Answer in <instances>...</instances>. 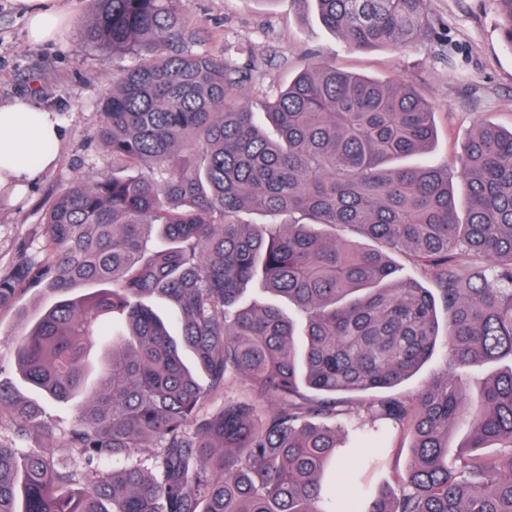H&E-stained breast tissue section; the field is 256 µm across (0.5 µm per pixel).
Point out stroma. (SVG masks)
<instances>
[{"label":"stroma","mask_w":512,"mask_h":512,"mask_svg":"<svg viewBox=\"0 0 512 512\" xmlns=\"http://www.w3.org/2000/svg\"><path fill=\"white\" fill-rule=\"evenodd\" d=\"M91 0H62L74 13L61 42L36 45L13 0H0V101L28 99L57 112L63 129L55 150L58 163L39 173L16 198H0V272L19 243L39 249L45 203L78 180L112 174V159L96 139L106 85L124 61L110 50L89 46L79 24ZM200 29L195 48L220 56L225 44L242 48L253 64V78L236 96L255 106L278 93L303 69L336 66L380 79L408 82L436 110V138L424 163L447 167L457 201L466 196L457 157L474 122L512 129V50L501 38L492 0H428L433 33L415 45L350 48L324 28L310 7L293 0H191ZM55 300L53 294L26 291L0 308V379L21 399L36 402L42 413L25 436H17L10 413L0 414V439L15 441L27 454L53 447L61 463L80 466L65 447L77 409L45 397L27 385L14 364L11 335L22 319H35Z\"/></svg>","instance_id":"obj_1"}]
</instances>
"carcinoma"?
<instances>
[{
	"instance_id": "carcinoma-1",
	"label": "carcinoma",
	"mask_w": 512,
	"mask_h": 512,
	"mask_svg": "<svg viewBox=\"0 0 512 512\" xmlns=\"http://www.w3.org/2000/svg\"><path fill=\"white\" fill-rule=\"evenodd\" d=\"M308 2L359 51L431 29L428 0ZM493 4L512 49V0ZM80 31L133 58L97 130L125 175L48 200L39 257L20 246L0 307L20 290L57 296L12 341L28 385L79 407L66 447L84 467L0 442V512H512V130L478 122L468 135L462 221L448 170L399 164L436 136L433 107L406 81L306 69L261 103V121L235 101L251 78L241 49L193 51L190 0H91ZM244 210L271 221L243 224ZM338 227L384 248L342 243ZM391 250L431 267L439 296L396 279ZM254 281L294 313L247 301ZM78 285L95 291L69 296ZM441 337L452 371L415 400L379 397L359 421L339 408L338 393L401 384ZM504 360L474 397L455 375ZM236 380L248 396L198 419ZM3 408L20 437L38 415L0 382ZM342 414L340 434L314 423ZM403 427L411 461L387 494L385 441ZM132 448L150 449L151 466Z\"/></svg>"
}]
</instances>
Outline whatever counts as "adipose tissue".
Returning a JSON list of instances; mask_svg holds the SVG:
<instances>
[{"mask_svg": "<svg viewBox=\"0 0 512 512\" xmlns=\"http://www.w3.org/2000/svg\"><path fill=\"white\" fill-rule=\"evenodd\" d=\"M27 21L34 44L57 40L70 25L60 0H14ZM62 135L56 112L17 99L0 104V195L17 194L40 171L58 161L54 150Z\"/></svg>", "mask_w": 512, "mask_h": 512, "instance_id": "ef3b65f1", "label": "adipose tissue"}]
</instances>
